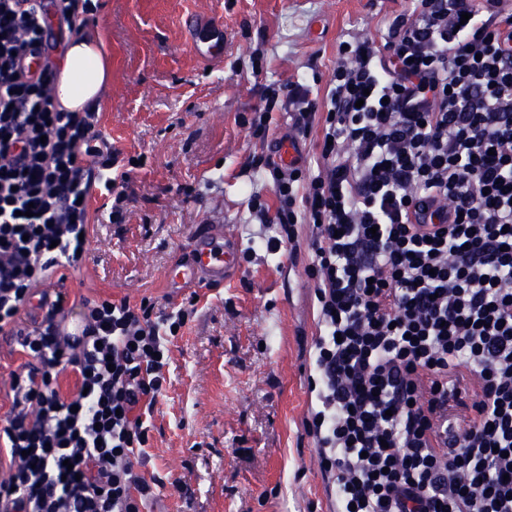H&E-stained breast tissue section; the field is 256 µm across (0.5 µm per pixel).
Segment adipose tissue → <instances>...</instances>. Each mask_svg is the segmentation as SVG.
<instances>
[{
    "instance_id": "obj_1",
    "label": "adipose tissue",
    "mask_w": 512,
    "mask_h": 512,
    "mask_svg": "<svg viewBox=\"0 0 512 512\" xmlns=\"http://www.w3.org/2000/svg\"><path fill=\"white\" fill-rule=\"evenodd\" d=\"M57 101L69 111L98 106L109 88V58L95 34L69 41L58 63Z\"/></svg>"
}]
</instances>
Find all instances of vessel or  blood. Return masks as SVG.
Masks as SVG:
<instances>
[{
    "label": "vessel or blood",
    "instance_id": "b4317fda",
    "mask_svg": "<svg viewBox=\"0 0 512 512\" xmlns=\"http://www.w3.org/2000/svg\"><path fill=\"white\" fill-rule=\"evenodd\" d=\"M238 271V246L223 225H215L200 233L188 259L171 269L170 284L191 283L213 287L230 280Z\"/></svg>",
    "mask_w": 512,
    "mask_h": 512
}]
</instances>
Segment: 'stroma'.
Here are the masks:
<instances>
[{
    "mask_svg": "<svg viewBox=\"0 0 512 512\" xmlns=\"http://www.w3.org/2000/svg\"><path fill=\"white\" fill-rule=\"evenodd\" d=\"M410 0H100L88 31L101 37L112 85L100 122L113 146L143 156L130 174L124 223L101 222L90 191L88 254L44 288L70 299L136 304L194 301L169 345V384L155 408L144 476L179 479L149 512H327L326 480L302 421L309 406L306 351L316 332L307 247L296 261L263 250L270 234L249 199L275 204L267 176L251 168L291 138L287 109L266 139L246 124L265 86L302 78L325 88L340 42L378 38ZM220 28L223 52H193L192 17ZM191 194H184V186ZM207 224L227 225L239 248L257 246L239 274L209 288L171 287Z\"/></svg>",
    "mask_w": 512,
    "mask_h": 512,
    "instance_id": "1",
    "label": "stroma"
}]
</instances>
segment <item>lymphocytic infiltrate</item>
<instances>
[{"label": "lymphocytic infiltrate", "instance_id": "lymphocytic-infiltrate-1", "mask_svg": "<svg viewBox=\"0 0 512 512\" xmlns=\"http://www.w3.org/2000/svg\"><path fill=\"white\" fill-rule=\"evenodd\" d=\"M411 0L380 39L341 42L325 93L266 86L296 137L319 130L315 171L255 161L273 180L267 251L308 230L317 334L302 426L330 512H512V8ZM98 0H0V335L28 357L0 419V512H141L151 419L169 345L192 309L83 297L82 346L58 332L64 297L27 310L86 259L92 183L123 223L133 160L98 112L56 104L40 53L46 13L81 32ZM73 372L75 392L59 377Z\"/></svg>", "mask_w": 512, "mask_h": 512}]
</instances>
